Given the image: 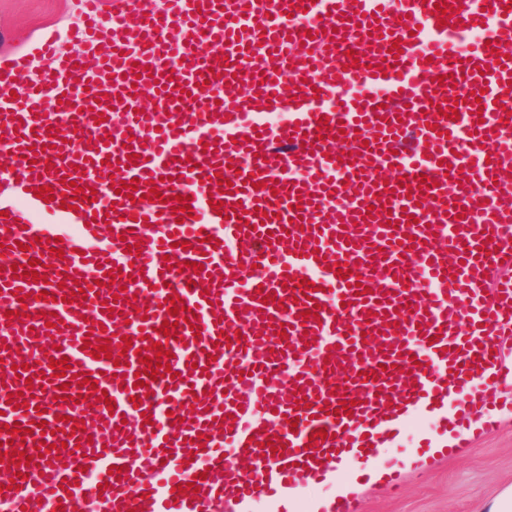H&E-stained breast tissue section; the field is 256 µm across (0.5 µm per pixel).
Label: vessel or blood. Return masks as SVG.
Here are the masks:
<instances>
[{"mask_svg": "<svg viewBox=\"0 0 512 512\" xmlns=\"http://www.w3.org/2000/svg\"><path fill=\"white\" fill-rule=\"evenodd\" d=\"M82 5L0 96V512H358L491 430L512 0Z\"/></svg>", "mask_w": 512, "mask_h": 512, "instance_id": "vessel-or-blood-1", "label": "vessel or blood"}]
</instances>
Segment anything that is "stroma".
Wrapping results in <instances>:
<instances>
[{"label":"stroma","mask_w":512,"mask_h":512,"mask_svg":"<svg viewBox=\"0 0 512 512\" xmlns=\"http://www.w3.org/2000/svg\"><path fill=\"white\" fill-rule=\"evenodd\" d=\"M81 22V0H0V63L27 55L29 74L41 78L46 63L35 44L56 36L61 51L73 48L67 30ZM512 484V409L499 411L493 429L472 438L448 459L406 474L395 487H364L359 512H478Z\"/></svg>","instance_id":"35a3bbf8"}]
</instances>
